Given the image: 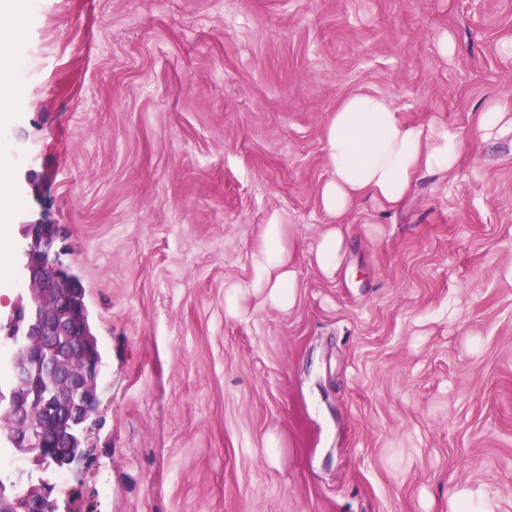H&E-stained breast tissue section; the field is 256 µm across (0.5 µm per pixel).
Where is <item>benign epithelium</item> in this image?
<instances>
[{
  "instance_id": "1",
  "label": "benign epithelium",
  "mask_w": 512,
  "mask_h": 512,
  "mask_svg": "<svg viewBox=\"0 0 512 512\" xmlns=\"http://www.w3.org/2000/svg\"><path fill=\"white\" fill-rule=\"evenodd\" d=\"M21 267L28 295L0 321V337L12 345L13 384L7 399L10 447L42 468L72 463L76 432L96 410L102 357L88 331L83 288L52 256V226L23 225ZM53 391L45 394L44 383ZM47 482L18 493L0 487V512H57Z\"/></svg>"
}]
</instances>
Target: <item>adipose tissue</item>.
Returning <instances> with one entry per match:
<instances>
[{"label":"adipose tissue","instance_id":"adipose-tissue-1","mask_svg":"<svg viewBox=\"0 0 512 512\" xmlns=\"http://www.w3.org/2000/svg\"><path fill=\"white\" fill-rule=\"evenodd\" d=\"M26 0H0V112L7 111L11 86L6 81L22 30ZM323 139L330 177L319 192L321 210L333 226L322 236L311 261L328 278L340 271L346 254V225L356 223L366 202L382 209L398 208L416 182L434 171L458 169L465 153L454 133L432 136L423 127L404 122L394 104L380 94L348 95L325 126ZM271 246L256 264V279L269 290L271 304L292 308L300 282L294 250L279 242V224L270 220Z\"/></svg>","mask_w":512,"mask_h":512}]
</instances>
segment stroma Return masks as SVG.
Returning <instances> with one entry per match:
<instances>
[{
    "label": "stroma",
    "instance_id": "1",
    "mask_svg": "<svg viewBox=\"0 0 512 512\" xmlns=\"http://www.w3.org/2000/svg\"><path fill=\"white\" fill-rule=\"evenodd\" d=\"M0 114V313L52 224L103 357L82 457H19L60 512H512V133L349 225L323 130L349 94L471 140L512 85V0H27ZM41 186L33 194L27 175ZM278 217L301 291L255 287ZM65 483H56V476ZM492 512L487 502L475 503L474 497L467 493H453L448 500V512Z\"/></svg>",
    "mask_w": 512,
    "mask_h": 512
}]
</instances>
